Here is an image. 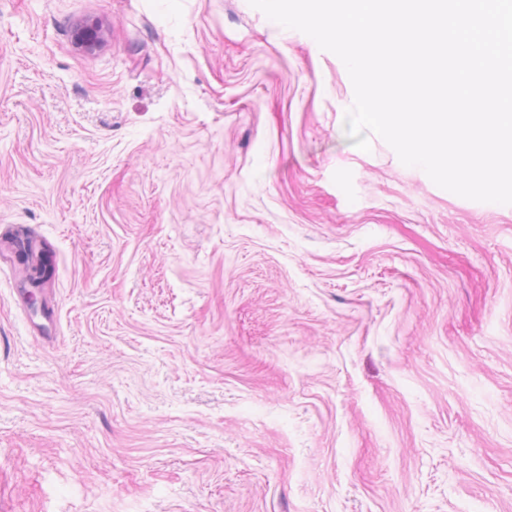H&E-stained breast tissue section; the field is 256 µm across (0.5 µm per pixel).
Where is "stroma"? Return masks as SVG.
I'll list each match as a JSON object with an SVG mask.
<instances>
[{
	"instance_id": "obj_1",
	"label": "stroma",
	"mask_w": 512,
	"mask_h": 512,
	"mask_svg": "<svg viewBox=\"0 0 512 512\" xmlns=\"http://www.w3.org/2000/svg\"><path fill=\"white\" fill-rule=\"evenodd\" d=\"M353 102L248 0H0V512H512V205ZM1 236L2 239H6L7 246H1L0 248V268L5 263H12L18 281L23 282V286H21L23 288H13L12 300L19 311L31 320V327L36 328L38 336L52 337L56 317L55 308L54 306H45L41 312V321L35 322L33 320L29 306L24 303V298H28L31 294V288L25 281V265L17 262L19 257H24L27 259V263L35 264L40 270L41 284L47 286L53 283L57 277V268L48 258L47 247L37 242L30 234L27 226L23 224H12L3 230L1 229Z\"/></svg>"
}]
</instances>
